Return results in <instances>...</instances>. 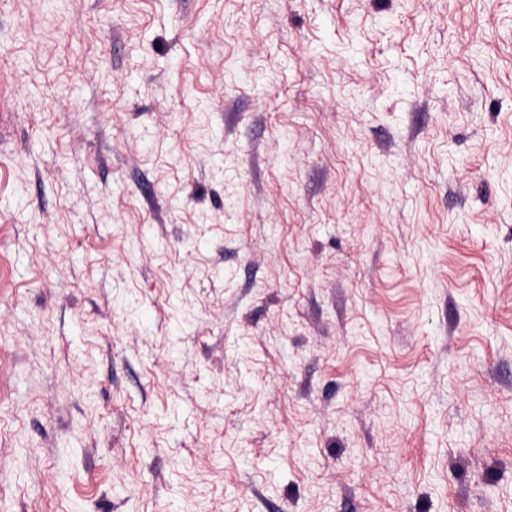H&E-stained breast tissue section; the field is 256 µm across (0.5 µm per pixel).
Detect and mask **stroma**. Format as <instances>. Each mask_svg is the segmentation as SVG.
<instances>
[{"label": "stroma", "instance_id": "35a3bbf8", "mask_svg": "<svg viewBox=\"0 0 512 512\" xmlns=\"http://www.w3.org/2000/svg\"><path fill=\"white\" fill-rule=\"evenodd\" d=\"M0 512H512V0H0Z\"/></svg>", "mask_w": 512, "mask_h": 512}]
</instances>
